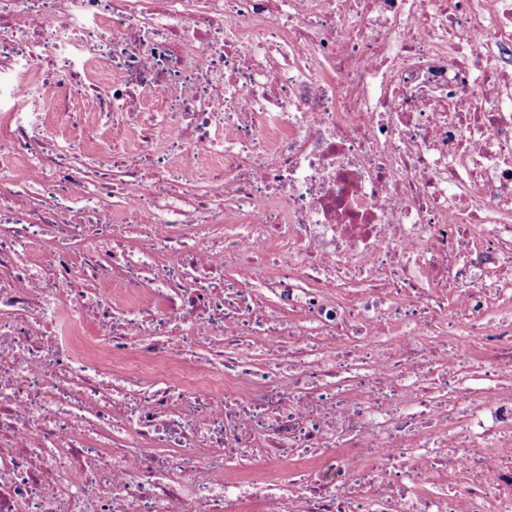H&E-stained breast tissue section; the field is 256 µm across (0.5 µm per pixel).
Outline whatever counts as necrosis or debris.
<instances>
[{
    "label": "necrosis or debris",
    "instance_id": "obj_1",
    "mask_svg": "<svg viewBox=\"0 0 512 512\" xmlns=\"http://www.w3.org/2000/svg\"><path fill=\"white\" fill-rule=\"evenodd\" d=\"M0 25V512H512V0Z\"/></svg>",
    "mask_w": 512,
    "mask_h": 512
}]
</instances>
